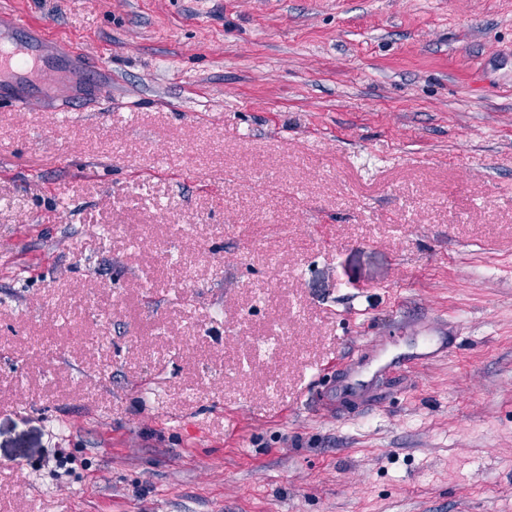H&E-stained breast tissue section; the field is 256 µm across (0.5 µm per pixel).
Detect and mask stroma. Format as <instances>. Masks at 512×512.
Here are the masks:
<instances>
[{"label":"stroma","mask_w":512,"mask_h":512,"mask_svg":"<svg viewBox=\"0 0 512 512\" xmlns=\"http://www.w3.org/2000/svg\"><path fill=\"white\" fill-rule=\"evenodd\" d=\"M0 11V512H512V0ZM20 32L25 34L22 39L17 38ZM39 32L22 15L0 14V106L23 112L52 95L63 99L54 90L61 73L57 69L59 51ZM12 88L23 91L14 93Z\"/></svg>","instance_id":"35a3bbf8"}]
</instances>
